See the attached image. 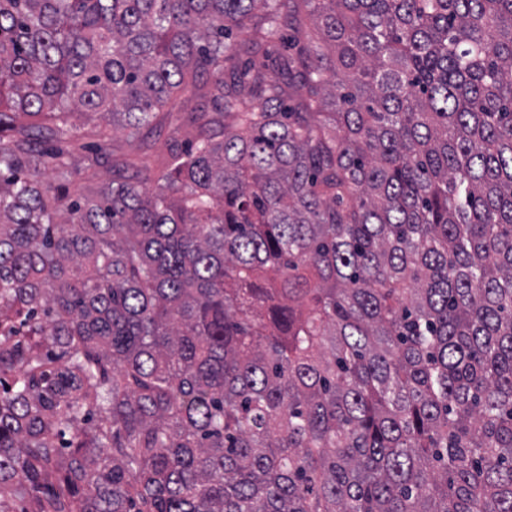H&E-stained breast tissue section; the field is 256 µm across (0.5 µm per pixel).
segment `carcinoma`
I'll use <instances>...</instances> for the list:
<instances>
[{
    "label": "carcinoma",
    "instance_id": "carcinoma-1",
    "mask_svg": "<svg viewBox=\"0 0 512 512\" xmlns=\"http://www.w3.org/2000/svg\"><path fill=\"white\" fill-rule=\"evenodd\" d=\"M0 512H512V0H0ZM173 139L181 142V137L174 133L173 125L167 122L145 131L143 141H129L122 131H111V140L108 142V151L111 152L112 164L123 158L137 160L145 154L162 156L167 154L168 146Z\"/></svg>",
    "mask_w": 512,
    "mask_h": 512
}]
</instances>
